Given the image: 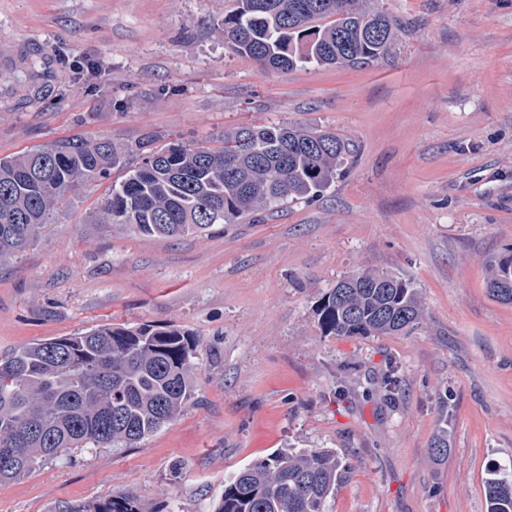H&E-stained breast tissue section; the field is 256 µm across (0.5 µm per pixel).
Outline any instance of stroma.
Returning a JSON list of instances; mask_svg holds the SVG:
<instances>
[{"mask_svg":"<svg viewBox=\"0 0 512 512\" xmlns=\"http://www.w3.org/2000/svg\"><path fill=\"white\" fill-rule=\"evenodd\" d=\"M362 3L399 21L387 56L280 73L225 47L236 0H0V158L68 137L126 152L0 265V358L102 323L200 340L198 401L177 421L33 465L0 482V512L125 494L144 512H208L225 476L288 448L349 464L328 512H486L489 466L512 465V305L485 269L512 245V0ZM278 122L356 148L316 201L180 239L88 223L145 134L215 146ZM361 269L411 280L424 322L323 335L318 298Z\"/></svg>","mask_w":512,"mask_h":512,"instance_id":"obj_1","label":"stroma"}]
</instances>
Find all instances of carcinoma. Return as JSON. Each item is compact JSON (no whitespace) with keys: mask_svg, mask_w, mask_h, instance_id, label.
Segmentation results:
<instances>
[{"mask_svg":"<svg viewBox=\"0 0 512 512\" xmlns=\"http://www.w3.org/2000/svg\"><path fill=\"white\" fill-rule=\"evenodd\" d=\"M398 23L361 0H237L224 39L263 70L353 67L387 54ZM351 153L339 135L304 125H242L214 148L151 150L114 186L93 224L146 237L199 236L285 203L318 198ZM121 154L109 139L69 138L0 158V264L23 252L76 182L105 178ZM490 295L512 304V250L486 266ZM327 336H396L423 322L412 283L361 270L317 301ZM199 339L174 325L103 324L80 336L25 345L0 359V481L69 448H132L196 399ZM348 466L325 448L284 450L224 480L212 512H327ZM487 512H512V468L484 480ZM62 512H142L131 496Z\"/></svg>","mask_w":512,"mask_h":512,"instance_id":"obj_1","label":"carcinoma"}]
</instances>
